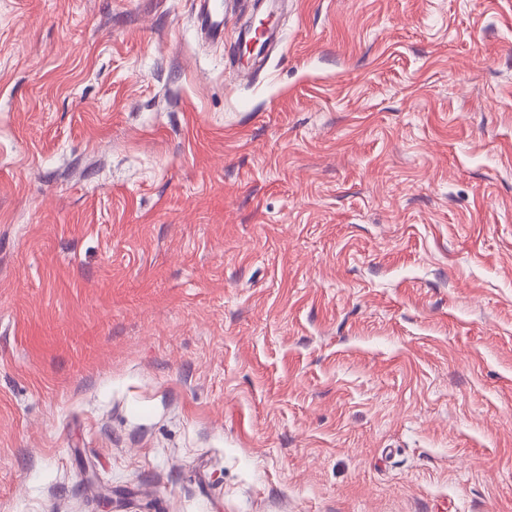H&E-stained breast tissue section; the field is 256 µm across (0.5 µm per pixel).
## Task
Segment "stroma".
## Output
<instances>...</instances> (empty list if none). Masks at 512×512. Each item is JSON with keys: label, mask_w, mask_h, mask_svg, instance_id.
Instances as JSON below:
<instances>
[{"label": "stroma", "mask_w": 512, "mask_h": 512, "mask_svg": "<svg viewBox=\"0 0 512 512\" xmlns=\"http://www.w3.org/2000/svg\"><path fill=\"white\" fill-rule=\"evenodd\" d=\"M224 2L0 0V512H512V0Z\"/></svg>", "instance_id": "1"}]
</instances>
